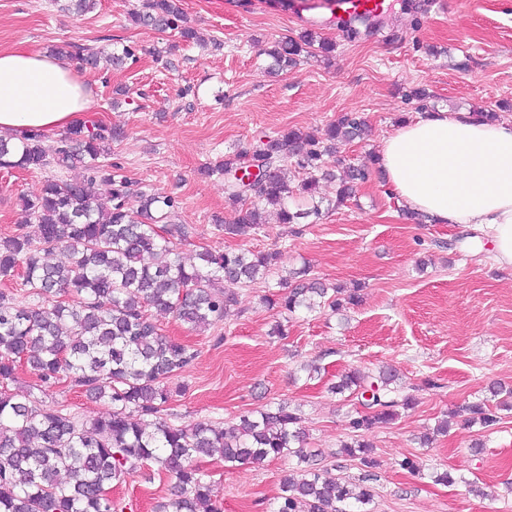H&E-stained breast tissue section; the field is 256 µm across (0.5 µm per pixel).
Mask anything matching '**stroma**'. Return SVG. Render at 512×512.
Segmentation results:
<instances>
[{"mask_svg":"<svg viewBox=\"0 0 512 512\" xmlns=\"http://www.w3.org/2000/svg\"><path fill=\"white\" fill-rule=\"evenodd\" d=\"M327 0H181L186 23L210 44L181 41L131 23L143 0H98L92 12L75 15L52 0H0V49L17 45L47 52L66 42L111 48L120 42L135 56L120 70L79 74L94 94L92 117L123 127L110 160L137 191L177 197L178 221L196 232L177 248L193 260L200 247L250 249L278 255L268 283L238 287V304L224 321L194 330L171 315L154 313L163 333L198 351L173 397L171 421L208 420L221 426L268 402L299 407L308 447L320 465L350 479L369 477L376 492L372 512H512V410L492 429L455 421L431 447H420L425 429L457 406L489 399V386L512 387V271L497 268L484 234L458 224H415L405 205L379 175L358 185L336 205V185L320 182L313 201L319 216L298 227L268 214L246 239L216 230L215 217L231 221L243 204L224 191L221 175L199 168L240 150L259 149L288 129L315 131L345 112L370 126L361 142L339 146L342 164L359 165L378 155L382 141L404 120L434 111L498 113L512 121V0H393L384 32L350 37L321 24L318 36L334 42L331 54L302 55L299 63L270 76L266 51L276 40L305 30L306 19L329 17ZM423 86L427 104L406 99ZM128 94L114 98L117 87ZM56 169H0V236L38 239L26 223L20 198L39 191ZM309 267L313 276L344 288L360 287V301L347 313L300 311L285 315L265 295L278 293L288 270ZM286 323L288 336L270 331ZM317 363L321 377L303 367ZM394 366L416 397L414 408L370 433L376 464L364 469L338 455L354 409L328 386L352 367L375 371ZM37 379L19 366L13 392L33 393L39 404L63 408L88 422L110 413L105 401L63 382L37 390ZM481 441V452L471 445ZM412 458L417 472L401 469ZM211 497L223 512H270L285 475L297 460L287 456L261 464L225 466L220 457L199 462ZM454 484L435 483L440 471ZM170 482L146 466L112 485L117 512H157Z\"/></svg>","mask_w":512,"mask_h":512,"instance_id":"35a3bbf8","label":"stroma"}]
</instances>
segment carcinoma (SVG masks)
Listing matches in <instances>:
<instances>
[{"label": "carcinoma", "instance_id": "carcinoma-1", "mask_svg": "<svg viewBox=\"0 0 512 512\" xmlns=\"http://www.w3.org/2000/svg\"><path fill=\"white\" fill-rule=\"evenodd\" d=\"M182 18L180 0H146L131 13L137 26L167 28L184 42L198 41L194 28L180 25ZM314 42V33L305 31L277 42L268 55L283 70L296 65ZM53 55L83 70L103 62L120 68L134 51L124 46L105 53L73 44ZM367 132L361 115L345 112L319 135L290 129L250 154L238 152L201 168L207 177L224 175L228 196L250 202L231 222L215 219L216 230L248 237L262 228L268 208L281 224L317 216V206L291 208L289 200L312 195L322 180L338 181L337 202L344 203L370 169L350 165L339 177L322 157ZM123 136L120 126L88 120L53 138L38 132L0 137V167L81 170L76 179H49L38 193L22 197L26 221L39 225V244L23 235L0 237V281L21 278L25 300L20 305L15 293L0 291V512H115L108 494L112 482L151 464L170 478V512H221L207 474L195 464L215 454L227 467L291 455L308 464L298 476L283 479L272 512H371L374 490L366 480L337 477L310 463L315 454L305 448L302 416L287 403L242 415L224 428L205 420L169 422L170 383L198 351L162 334L148 309L171 313L195 329L215 326L238 302L232 286L266 280L276 254L204 247L197 261L186 262L172 238L186 240L193 228L172 223L175 198L133 193L127 177L106 161L112 142ZM249 161L265 173L247 185L237 172ZM290 162L306 174L295 187L288 184ZM56 249L68 253V263L48 261ZM280 286L287 292L265 301L290 314L300 308L336 313L359 299L358 289L330 288L309 277L305 266L280 279ZM22 362L38 387L67 381L106 399L112 413L81 424L63 409L19 397L9 381ZM331 391L347 392L364 406L350 417L353 437L341 443L340 453L374 467L364 434L412 408L415 397L390 367L375 373L354 368ZM454 416L484 428L498 422L484 401L462 405ZM62 473L64 481L58 480Z\"/></svg>", "mask_w": 512, "mask_h": 512}]
</instances>
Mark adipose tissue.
<instances>
[{
  "mask_svg": "<svg viewBox=\"0 0 512 512\" xmlns=\"http://www.w3.org/2000/svg\"><path fill=\"white\" fill-rule=\"evenodd\" d=\"M91 90L68 65L21 46L0 49V130L52 135L82 122ZM385 185L436 224L488 231L491 258L512 269V122L427 112L386 137Z\"/></svg>",
  "mask_w": 512,
  "mask_h": 512,
  "instance_id": "obj_1",
  "label": "adipose tissue"
}]
</instances>
